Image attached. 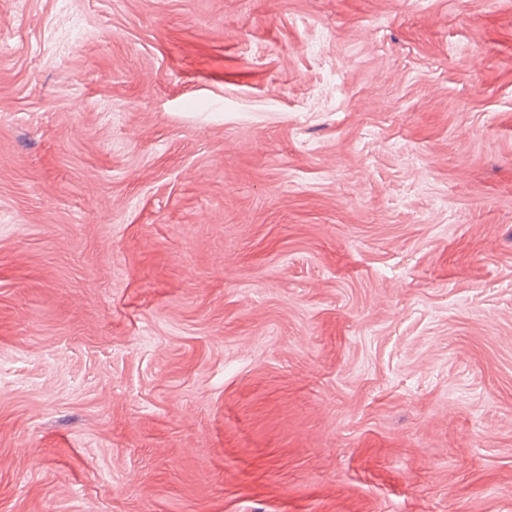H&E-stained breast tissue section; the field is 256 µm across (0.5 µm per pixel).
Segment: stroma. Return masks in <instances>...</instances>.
I'll return each mask as SVG.
<instances>
[{
    "label": "stroma",
    "mask_w": 512,
    "mask_h": 512,
    "mask_svg": "<svg viewBox=\"0 0 512 512\" xmlns=\"http://www.w3.org/2000/svg\"><path fill=\"white\" fill-rule=\"evenodd\" d=\"M1 28L0 512H512V0Z\"/></svg>",
    "instance_id": "obj_1"
}]
</instances>
